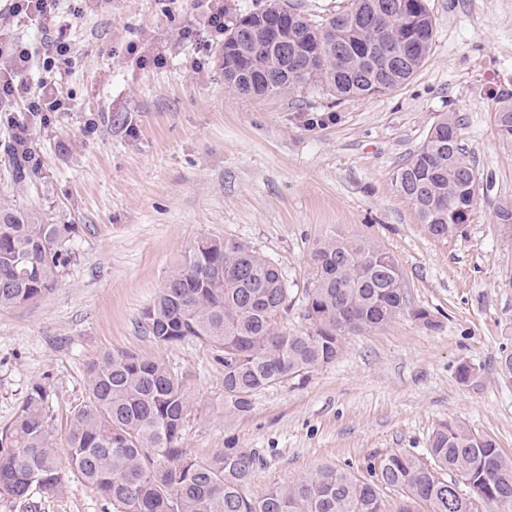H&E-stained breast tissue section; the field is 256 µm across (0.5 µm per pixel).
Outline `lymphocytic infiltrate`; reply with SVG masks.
<instances>
[{
  "label": "lymphocytic infiltrate",
  "instance_id": "1",
  "mask_svg": "<svg viewBox=\"0 0 512 512\" xmlns=\"http://www.w3.org/2000/svg\"><path fill=\"white\" fill-rule=\"evenodd\" d=\"M61 0H5L0 8V112L23 107L27 112H66L70 102L59 90L64 74L59 64L68 60L72 46L64 37L73 20L92 12L95 0H72L61 12ZM40 30L42 57L9 35L12 26Z\"/></svg>",
  "mask_w": 512,
  "mask_h": 512
}]
</instances>
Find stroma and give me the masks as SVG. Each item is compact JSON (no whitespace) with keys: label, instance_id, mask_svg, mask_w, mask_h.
Wrapping results in <instances>:
<instances>
[{"label":"stroma","instance_id":"1","mask_svg":"<svg viewBox=\"0 0 512 512\" xmlns=\"http://www.w3.org/2000/svg\"><path fill=\"white\" fill-rule=\"evenodd\" d=\"M430 52L395 91L336 99L318 89L245 97L224 82L222 43L177 38L198 25L206 0H107L73 20L61 92L71 109L34 132L48 182L18 194L0 123V201L44 209L79 235L58 288L0 309V430L33 383L52 389L49 427L64 441L85 396L92 358L130 351L183 380L188 455L254 448L265 462L246 493L261 497L321 466L361 472L367 459L409 452L427 459L433 430L457 421L492 436L512 456V234L496 219L512 204V144L495 112L512 95V0H426ZM161 65L139 67L127 45ZM131 117L133 130L84 132L87 115ZM457 113L477 176V202L455 237L431 238L393 172L443 113ZM77 149L59 151L62 141ZM392 254L410 313L344 340L340 357L258 391L250 413L224 412V366L193 339L155 341L143 310L171 266L203 237L244 241L281 269L291 305L284 328L301 330L311 253L332 234ZM426 311L427 328L415 318ZM473 366L469 382L460 364ZM36 512H112L79 480L56 496L34 494Z\"/></svg>","mask_w":512,"mask_h":512}]
</instances>
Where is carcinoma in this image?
Wrapping results in <instances>:
<instances>
[{
	"instance_id": "obj_1",
	"label": "carcinoma",
	"mask_w": 512,
	"mask_h": 512,
	"mask_svg": "<svg viewBox=\"0 0 512 512\" xmlns=\"http://www.w3.org/2000/svg\"><path fill=\"white\" fill-rule=\"evenodd\" d=\"M297 62L271 47L273 24ZM418 34L403 58L387 48ZM425 0H352L351 8L319 25L282 0L224 21V73L240 74L242 95H280L296 88L338 96H372L405 84L423 65L433 41ZM270 82H265V77ZM500 137L512 143V103L495 112ZM128 120L98 112L84 127ZM10 130L11 181L24 193L47 182L33 131L44 112L3 116ZM460 121L443 114L393 175L395 190L414 206L430 236L444 239L469 222L476 174L460 139ZM76 224H54L36 209L0 204V308L37 301L55 290L70 260ZM313 288L306 292V329L288 331V288L275 262L245 242L206 237L168 272L144 309L149 334L170 344L195 338L224 363V413L244 415L265 387L305 378L336 360L339 337L372 332L407 310L402 271L375 244L332 236L313 249ZM84 404L72 412L66 452L48 429L50 386L32 385L13 422L0 432V499L30 508L35 492L54 495L74 477L112 505L113 512H465L479 501L512 512V456L489 435L459 422L432 432L430 468L398 452L371 458L365 474L317 468L260 499L245 488L263 465L251 448L225 447L205 458L182 446L189 396L162 364L133 352L105 353L85 367ZM468 486L473 495L461 493ZM400 501L390 509L381 490Z\"/></svg>"
}]
</instances>
